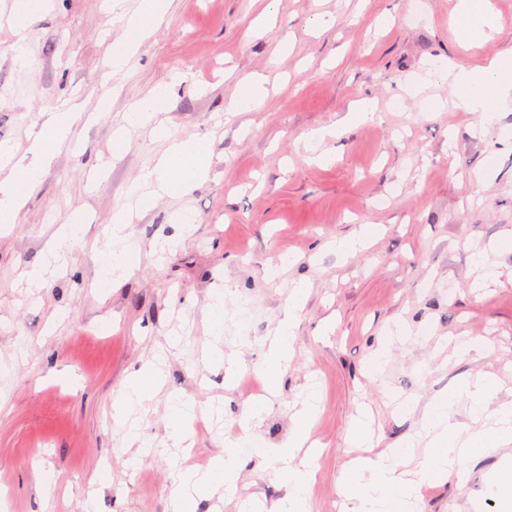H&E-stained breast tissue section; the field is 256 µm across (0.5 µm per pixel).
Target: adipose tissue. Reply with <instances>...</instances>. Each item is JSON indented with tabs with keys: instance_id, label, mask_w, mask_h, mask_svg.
Returning a JSON list of instances; mask_svg holds the SVG:
<instances>
[{
	"instance_id": "ef3b65f1",
	"label": "adipose tissue",
	"mask_w": 512,
	"mask_h": 512,
	"mask_svg": "<svg viewBox=\"0 0 512 512\" xmlns=\"http://www.w3.org/2000/svg\"><path fill=\"white\" fill-rule=\"evenodd\" d=\"M168 0H140L136 13L126 21L121 42L113 44L110 67L120 72L132 52L153 30L165 12ZM457 24L463 38L481 41L488 37L497 24L484 0H459ZM448 81L454 90L452 104L462 112L480 113L483 122H492L499 106L512 101V58H497L477 74H469L455 66H432L425 81ZM76 115L63 110L47 113L35 134L31 151L37 163H24L17 159L11 146L0 143V165L10 168L11 178L0 184V225L16 223L26 196L38 184L45 164L67 141ZM211 151L207 139L172 142L156 166L147 171L128 189V198L134 200L135 209H151L166 194L183 193L205 181L210 172ZM138 254L134 247L116 250L104 247L97 250V287L117 286L135 268ZM305 284H296L291 299L271 339L260 368L267 391H275L293 357L292 338L297 328L306 296ZM160 385V373L152 365H143L129 375L122 393L112 403L113 416L122 419L137 405L149 400ZM321 397L312 393L302 408L292 417L291 433L284 447L266 450L265 455L276 478L285 488V494L271 508V512H311L308 489L316 477L315 459L322 448L312 440L311 430L319 410ZM240 440L234 436L224 439L223 455L210 460L203 467L191 466L180 471L178 490L173 498V512H198L201 502L215 492L234 496L241 472L246 464L239 453Z\"/></svg>"
}]
</instances>
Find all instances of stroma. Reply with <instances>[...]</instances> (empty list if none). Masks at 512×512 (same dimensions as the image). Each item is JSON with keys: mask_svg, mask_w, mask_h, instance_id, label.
<instances>
[{"mask_svg": "<svg viewBox=\"0 0 512 512\" xmlns=\"http://www.w3.org/2000/svg\"><path fill=\"white\" fill-rule=\"evenodd\" d=\"M33 2L39 16L20 31L15 0H0V142L33 161L30 134L44 114L72 105L78 115L16 224L0 233V512H85L90 498L98 512H171L184 461L167 437L170 400L201 414L190 438L199 462L221 453L301 280L309 290L293 361L247 439L282 445L307 392L320 391L313 512H342L348 426L363 408L382 450L420 431L426 404L463 376L498 374V399L512 402V250L499 246L512 237V108L484 126L453 108L448 83L413 90L437 59L473 72L512 54V0H489L498 24L479 47L457 34L458 0H168L118 73L110 49L139 0ZM254 74L267 89L261 106L231 113L239 82ZM163 86L172 137L209 138V177L134 216L137 266L103 292L93 249L109 240L128 187L168 147L147 124L129 131L116 159L112 137ZM364 99L377 119L343 125ZM336 124L339 137L307 151L310 129ZM76 213L84 224L69 254L41 287H27V271ZM363 224L378 228L364 250L331 249ZM282 254L295 264L268 279L265 265ZM489 268L497 279H484ZM225 289L215 336L207 310ZM396 324L405 333L370 376ZM455 337L476 340L481 355L451 361ZM210 346L237 357L233 389L223 365L203 361ZM148 362L161 366L163 387L129 422L114 420L113 399ZM394 399L417 407L393 413ZM131 423L145 447L128 446ZM506 452L512 444L424 490L421 512H500L497 501L477 511L472 500ZM246 458L240 496L273 503L283 487L262 455Z\"/></svg>", "mask_w": 512, "mask_h": 512, "instance_id": "35a3bbf8", "label": "stroma"}]
</instances>
